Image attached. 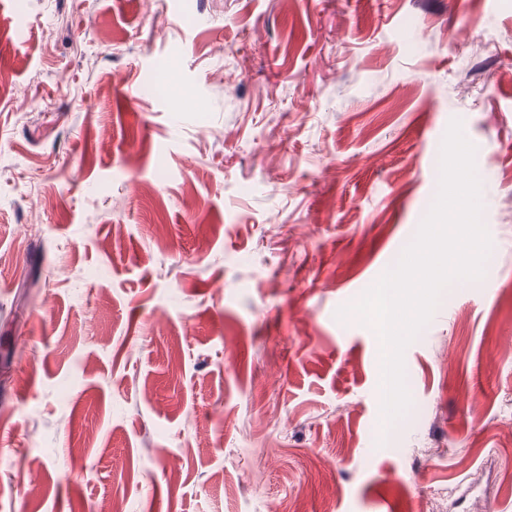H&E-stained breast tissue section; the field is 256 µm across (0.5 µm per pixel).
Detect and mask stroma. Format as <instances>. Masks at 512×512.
<instances>
[{"instance_id": "35a3bbf8", "label": "stroma", "mask_w": 512, "mask_h": 512, "mask_svg": "<svg viewBox=\"0 0 512 512\" xmlns=\"http://www.w3.org/2000/svg\"><path fill=\"white\" fill-rule=\"evenodd\" d=\"M454 118L492 269L387 424L336 312ZM510 336L512 0H0V512H512Z\"/></svg>"}]
</instances>
